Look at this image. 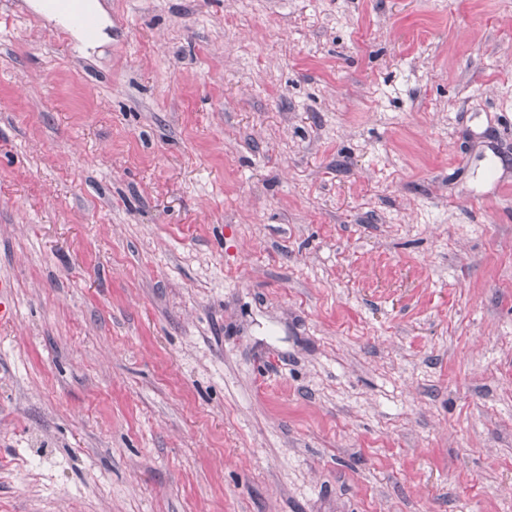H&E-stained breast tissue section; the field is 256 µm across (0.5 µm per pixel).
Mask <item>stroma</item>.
<instances>
[{
	"label": "stroma",
	"mask_w": 512,
	"mask_h": 512,
	"mask_svg": "<svg viewBox=\"0 0 512 512\" xmlns=\"http://www.w3.org/2000/svg\"><path fill=\"white\" fill-rule=\"evenodd\" d=\"M0 0V512H512V0Z\"/></svg>",
	"instance_id": "obj_1"
}]
</instances>
